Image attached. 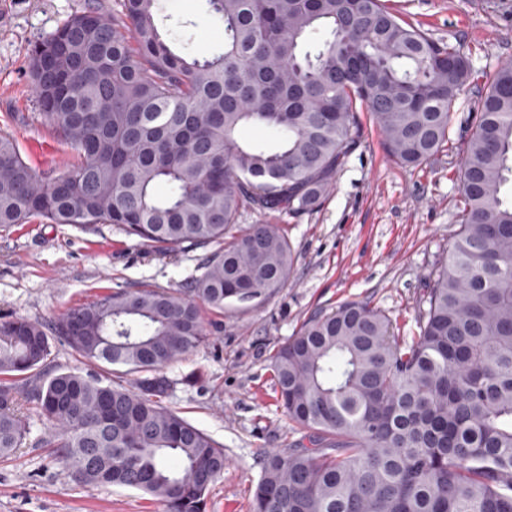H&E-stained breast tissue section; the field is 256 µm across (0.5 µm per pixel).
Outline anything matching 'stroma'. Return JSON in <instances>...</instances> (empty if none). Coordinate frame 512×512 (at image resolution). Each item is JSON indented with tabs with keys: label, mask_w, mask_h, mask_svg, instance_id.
<instances>
[{
	"label": "stroma",
	"mask_w": 512,
	"mask_h": 512,
	"mask_svg": "<svg viewBox=\"0 0 512 512\" xmlns=\"http://www.w3.org/2000/svg\"><path fill=\"white\" fill-rule=\"evenodd\" d=\"M89 0H0V130L16 139L37 170H61L69 155L39 115L25 73L32 46L85 10ZM168 25L208 56L224 43L201 0H162ZM407 22L459 46L477 79L455 107L449 140L435 158L406 167L390 158L369 113H360L362 143L310 212L241 209L237 231L281 225L296 255L288 282L262 304L204 310L206 339L166 370L173 382L165 406L208 434L227 466L212 484L206 512H249L266 452H287L301 437L277 400L270 360L314 312L366 301L397 325L404 339L431 273L457 233L458 169L483 76L512 62V0H387ZM205 250L155 252L120 226L81 229L35 219L0 232V321L48 322L116 288L190 287ZM23 448L0 458V512H163L141 491L73 481L43 443L50 424L29 415Z\"/></svg>",
	"instance_id": "stroma-1"
}]
</instances>
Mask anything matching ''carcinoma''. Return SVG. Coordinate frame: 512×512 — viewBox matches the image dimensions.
Segmentation results:
<instances>
[{
	"mask_svg": "<svg viewBox=\"0 0 512 512\" xmlns=\"http://www.w3.org/2000/svg\"><path fill=\"white\" fill-rule=\"evenodd\" d=\"M115 6L72 16L32 50L43 123L70 158L41 173L0 131V231L33 218L117 224L159 253L220 248L184 290L123 288L50 323L0 322V458L28 434L20 394L74 481L205 512L224 449L163 405V370L205 339L201 306L260 302L296 259L275 224L226 237L239 210L317 207L359 146L364 110L388 156L427 161L474 69L385 0H203L224 46L202 59L165 28L161 0ZM468 120L460 228L418 333L402 341L380 311L350 301L312 314L275 352L278 400L303 436L265 456L250 512H512L511 63ZM247 125L273 131L276 148L241 143ZM55 338L99 371L48 374ZM111 366L135 386L106 379Z\"/></svg>",
	"mask_w": 512,
	"mask_h": 512,
	"instance_id": "1",
	"label": "carcinoma"
}]
</instances>
